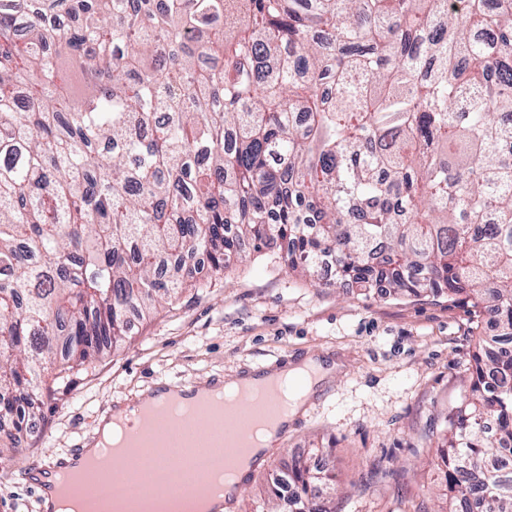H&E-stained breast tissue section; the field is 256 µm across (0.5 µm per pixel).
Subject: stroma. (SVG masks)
Here are the masks:
<instances>
[{
	"label": "stroma",
	"mask_w": 512,
	"mask_h": 512,
	"mask_svg": "<svg viewBox=\"0 0 512 512\" xmlns=\"http://www.w3.org/2000/svg\"><path fill=\"white\" fill-rule=\"evenodd\" d=\"M281 255L273 243L223 275L200 270L198 290L133 319L125 342L54 384L33 410L19 454L0 455V512H42L25 469L95 437L113 402L137 401L162 381H230L324 352L344 369L310 396L231 512H263L274 474L317 459L322 448L341 512L444 507L437 445L445 416L469 392L479 340L495 333L490 319L444 295L318 287L288 272Z\"/></svg>",
	"instance_id": "35a3bbf8"
}]
</instances>
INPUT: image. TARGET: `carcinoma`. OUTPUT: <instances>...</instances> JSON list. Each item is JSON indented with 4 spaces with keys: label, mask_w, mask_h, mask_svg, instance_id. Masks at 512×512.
<instances>
[{
    "label": "carcinoma",
    "mask_w": 512,
    "mask_h": 512,
    "mask_svg": "<svg viewBox=\"0 0 512 512\" xmlns=\"http://www.w3.org/2000/svg\"><path fill=\"white\" fill-rule=\"evenodd\" d=\"M0 0V428L196 286L286 267L493 318L441 443L512 512V0ZM493 33L492 46L480 33ZM295 512H336L302 461Z\"/></svg>",
    "instance_id": "1"
}]
</instances>
